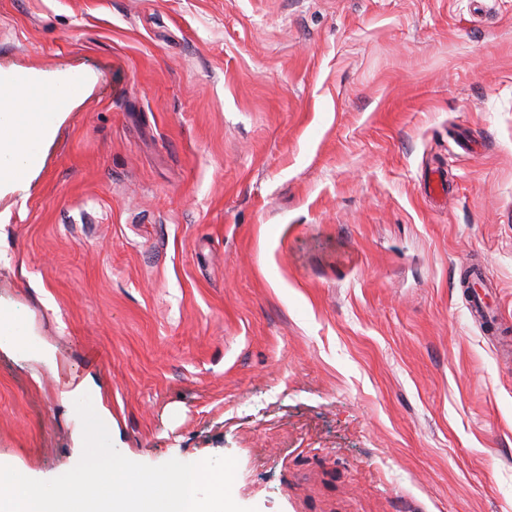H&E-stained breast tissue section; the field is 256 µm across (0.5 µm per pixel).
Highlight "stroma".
<instances>
[{
	"label": "stroma",
	"mask_w": 512,
	"mask_h": 512,
	"mask_svg": "<svg viewBox=\"0 0 512 512\" xmlns=\"http://www.w3.org/2000/svg\"><path fill=\"white\" fill-rule=\"evenodd\" d=\"M0 76L82 81L0 198V459L80 390L257 512H512V0H0ZM23 331L26 336L17 333ZM0 335L16 336L19 343L25 347H32L36 344L35 340L29 336L32 334L27 330L23 314L9 306L0 305Z\"/></svg>",
	"instance_id": "1"
}]
</instances>
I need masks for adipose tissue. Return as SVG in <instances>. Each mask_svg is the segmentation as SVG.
I'll use <instances>...</instances> for the list:
<instances>
[{"label": "adipose tissue", "instance_id": "1", "mask_svg": "<svg viewBox=\"0 0 512 512\" xmlns=\"http://www.w3.org/2000/svg\"><path fill=\"white\" fill-rule=\"evenodd\" d=\"M67 92L47 94L37 79L0 82V196L25 189L43 145L56 132Z\"/></svg>", "mask_w": 512, "mask_h": 512}]
</instances>
